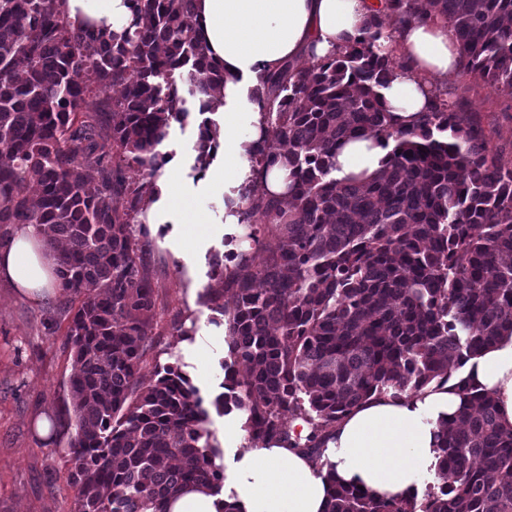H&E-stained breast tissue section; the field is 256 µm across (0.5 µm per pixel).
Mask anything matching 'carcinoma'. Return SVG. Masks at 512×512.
Segmentation results:
<instances>
[{
    "label": "carcinoma",
    "mask_w": 512,
    "mask_h": 512,
    "mask_svg": "<svg viewBox=\"0 0 512 512\" xmlns=\"http://www.w3.org/2000/svg\"><path fill=\"white\" fill-rule=\"evenodd\" d=\"M60 3L0 0V237L31 226L54 260L74 367V512H166L188 486L221 490L224 473L204 399L179 367L136 389L156 306L141 216L156 197L128 171L156 177L160 146L189 115L182 82L201 102L224 73L195 34L194 0H129L119 34L72 26ZM384 9L445 24L461 72L512 96V0ZM383 37L374 15L331 57L265 77L267 135L250 160L288 166V199L241 197L238 223L254 225L264 261L213 258L224 291L204 295L227 317L216 412L245 411L247 439L262 446L297 447L285 419H302L316 463L367 397L443 386L512 336V163L439 89L417 125L393 122L379 89L399 61ZM364 136L393 142L384 167L363 183L336 179L337 147ZM459 388L461 411L439 423L441 483L421 504L335 482L327 512H512V430L489 394Z\"/></svg>",
    "instance_id": "cac0c4a2"
}]
</instances>
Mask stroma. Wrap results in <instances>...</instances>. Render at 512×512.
I'll return each instance as SVG.
<instances>
[{"label":"stroma","instance_id":"stroma-1","mask_svg":"<svg viewBox=\"0 0 512 512\" xmlns=\"http://www.w3.org/2000/svg\"><path fill=\"white\" fill-rule=\"evenodd\" d=\"M464 112L479 118L503 160H512V96L481 79L455 73L438 83ZM183 179L194 191L193 224L171 223L167 200L157 199L145 214L147 233L142 262L155 289V329L144 347L138 381L152 383L160 367L181 368L205 400L221 393L227 355L224 318L202 302L215 287L210 260L214 254L251 249L248 225L225 233L224 190L205 186L185 167ZM61 299L51 290L39 300L20 294L0 280V512H74L76 490L68 475L72 463L65 450L76 428L67 380L73 370L63 330H48L45 320ZM194 323L192 335H180L179 323ZM48 420L40 434L39 420Z\"/></svg>","mask_w":512,"mask_h":512}]
</instances>
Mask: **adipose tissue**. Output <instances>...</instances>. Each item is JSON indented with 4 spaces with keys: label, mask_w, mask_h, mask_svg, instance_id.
Wrapping results in <instances>:
<instances>
[{
    "label": "adipose tissue",
    "mask_w": 512,
    "mask_h": 512,
    "mask_svg": "<svg viewBox=\"0 0 512 512\" xmlns=\"http://www.w3.org/2000/svg\"><path fill=\"white\" fill-rule=\"evenodd\" d=\"M380 5L381 0H195L196 31L225 79L211 103L223 113L224 126L210 135L223 167L205 169L204 182L222 180L225 196L235 201L248 191L284 200L288 167L278 163L259 174L250 162V151L267 128L253 94L263 77L285 64L314 62L356 41ZM64 11L74 25L103 24L116 32L131 18L126 0H65ZM382 44L404 64L381 88L383 103L395 122L413 126L429 105L434 79L459 71L458 46L443 24L395 18ZM388 153L373 138L348 141L336 154L335 174L340 179L371 177ZM0 278L35 299L52 290L54 268L32 228L17 231L0 247ZM463 380L490 393L501 426L512 429L509 337L468 359L444 386L364 400L328 439L329 468L344 483L380 498L421 493L427 468L438 462V422L459 411ZM245 419L238 410L224 418L225 489L217 494L186 489L168 501V512H326L329 484L311 459L284 445L243 447Z\"/></svg>",
    "instance_id": "1"
}]
</instances>
